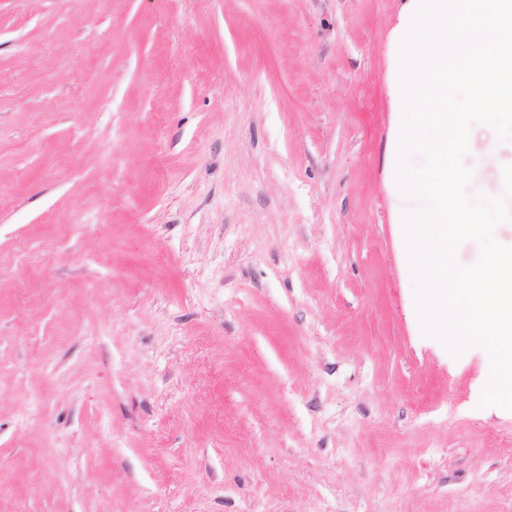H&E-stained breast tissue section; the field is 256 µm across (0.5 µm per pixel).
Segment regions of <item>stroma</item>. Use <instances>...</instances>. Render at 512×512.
<instances>
[{
  "label": "stroma",
  "instance_id": "obj_1",
  "mask_svg": "<svg viewBox=\"0 0 512 512\" xmlns=\"http://www.w3.org/2000/svg\"><path fill=\"white\" fill-rule=\"evenodd\" d=\"M396 10L0 0V512H512L390 209Z\"/></svg>",
  "mask_w": 512,
  "mask_h": 512
}]
</instances>
